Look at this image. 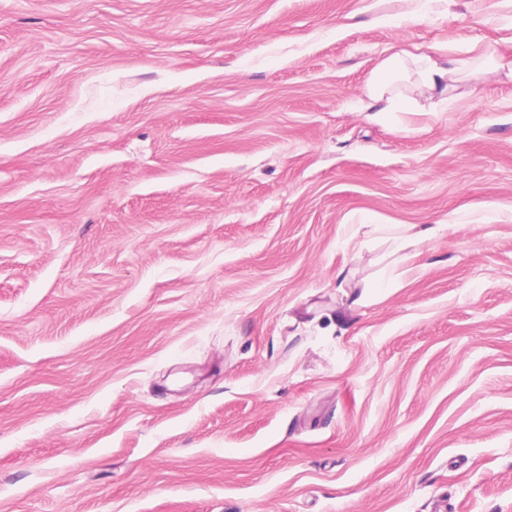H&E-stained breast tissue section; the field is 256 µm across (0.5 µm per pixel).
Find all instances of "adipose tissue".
<instances>
[{"label":"adipose tissue","instance_id":"obj_1","mask_svg":"<svg viewBox=\"0 0 512 512\" xmlns=\"http://www.w3.org/2000/svg\"><path fill=\"white\" fill-rule=\"evenodd\" d=\"M463 62L447 58L439 61L428 54H413L402 50L385 57L373 70L367 84L371 100L380 103L384 111L394 112L404 107L399 86L413 91L434 95L443 94L462 80Z\"/></svg>","mask_w":512,"mask_h":512}]
</instances>
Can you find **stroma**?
<instances>
[{
    "instance_id": "stroma-1",
    "label": "stroma",
    "mask_w": 512,
    "mask_h": 512,
    "mask_svg": "<svg viewBox=\"0 0 512 512\" xmlns=\"http://www.w3.org/2000/svg\"><path fill=\"white\" fill-rule=\"evenodd\" d=\"M0 512H512V0H0ZM465 64L457 59L445 61L434 59L428 54H412L406 50L395 52L385 57L373 70L367 84V94L375 103H384L378 112H395L412 109L404 105L408 98L398 92L401 85L412 91L441 95L448 92L455 83L462 80ZM401 81L403 84L399 85Z\"/></svg>"
}]
</instances>
